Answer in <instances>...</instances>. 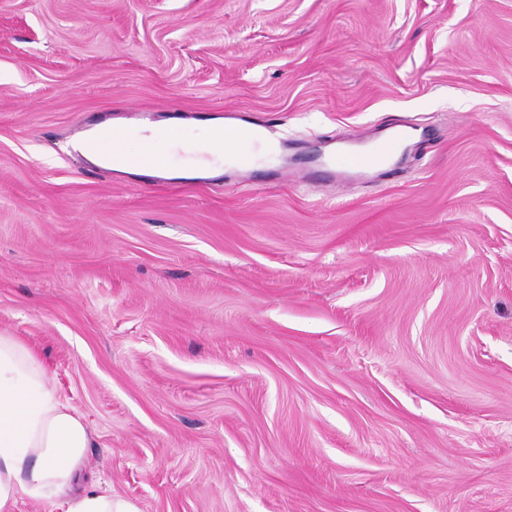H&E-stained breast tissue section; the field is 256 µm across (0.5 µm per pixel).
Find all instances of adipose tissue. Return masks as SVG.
I'll use <instances>...</instances> for the list:
<instances>
[{"label":"adipose tissue","mask_w":512,"mask_h":512,"mask_svg":"<svg viewBox=\"0 0 512 512\" xmlns=\"http://www.w3.org/2000/svg\"><path fill=\"white\" fill-rule=\"evenodd\" d=\"M215 127L200 129L208 157L170 164L167 178L207 177L233 164L213 142ZM91 435L83 416L51 385L38 357L15 337L0 334V512L29 501L53 512H140L109 484H82Z\"/></svg>","instance_id":"adipose-tissue-1"}]
</instances>
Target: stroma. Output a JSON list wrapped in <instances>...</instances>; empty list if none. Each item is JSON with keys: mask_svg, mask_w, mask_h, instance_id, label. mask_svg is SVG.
Segmentation results:
<instances>
[{"mask_svg": "<svg viewBox=\"0 0 512 512\" xmlns=\"http://www.w3.org/2000/svg\"><path fill=\"white\" fill-rule=\"evenodd\" d=\"M129 110L280 151L69 152ZM0 333L140 512H512V0H0ZM214 126L216 125L211 122L200 129V136L206 145L205 151L211 156L210 159L198 157L180 163H172L168 169L161 172L162 176L167 178L207 177L219 173L224 165H232L236 161V157L224 156V152L228 154L237 152L249 144L251 136L244 127L238 125L223 124L219 126L215 136L218 140L217 145L224 147L223 152L214 145L216 129ZM363 160L364 153L360 150L338 148L323 156L320 169L315 174L325 181H331L334 177L339 178V184L346 186L349 184L347 180L364 168Z\"/></svg>", "mask_w": 512, "mask_h": 512, "instance_id": "1", "label": "stroma"}]
</instances>
